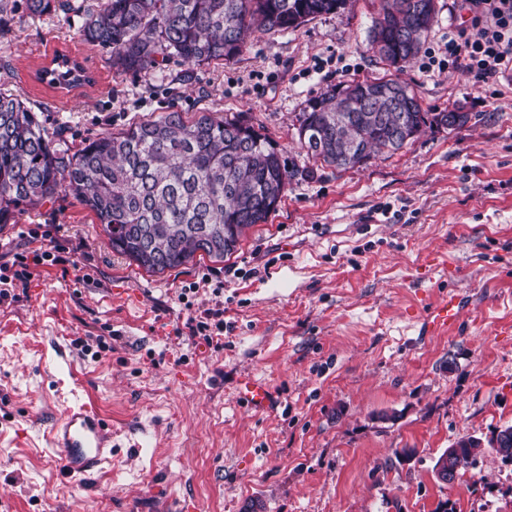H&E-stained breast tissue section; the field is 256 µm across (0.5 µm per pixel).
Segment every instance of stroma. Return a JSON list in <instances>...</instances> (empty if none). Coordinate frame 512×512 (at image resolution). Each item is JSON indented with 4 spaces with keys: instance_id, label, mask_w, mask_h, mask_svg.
<instances>
[{
    "instance_id": "35a3bbf8",
    "label": "stroma",
    "mask_w": 512,
    "mask_h": 512,
    "mask_svg": "<svg viewBox=\"0 0 512 512\" xmlns=\"http://www.w3.org/2000/svg\"><path fill=\"white\" fill-rule=\"evenodd\" d=\"M0 26V92L22 99L61 148L164 112L244 114L300 174L267 223L224 261L151 274L113 251L73 196L0 224V265L61 245L0 304V512H512V462L482 448L452 484L434 472L463 437L512 425V70L400 72L428 112L463 106L462 128L425 129L396 153L338 170L306 157L296 112L328 85L386 76L366 50L380 0H349L234 61L119 72L78 31L98 0ZM425 43L469 27L466 0H437ZM62 52L91 78H36ZM456 268L447 277L446 268ZM457 326L425 335L448 292ZM220 311L221 349L187 321ZM275 403L255 411L239 383ZM112 425V460L71 478L47 431L75 397ZM239 395L251 409H263L271 400V392L267 384L253 378L241 381Z\"/></svg>"
}]
</instances>
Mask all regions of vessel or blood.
<instances>
[{
  "mask_svg": "<svg viewBox=\"0 0 512 512\" xmlns=\"http://www.w3.org/2000/svg\"><path fill=\"white\" fill-rule=\"evenodd\" d=\"M460 299L451 294L436 305L427 317L425 328L432 334H442L458 320ZM239 395L246 405L262 409L269 405L271 392L267 384L253 378L243 379ZM49 447L62 455L64 470L70 475H86L112 459V430L109 421L92 404L77 402L64 412L60 424L47 433Z\"/></svg>",
  "mask_w": 512,
  "mask_h": 512,
  "instance_id": "b4317fda",
  "label": "vessel or blood"
}]
</instances>
